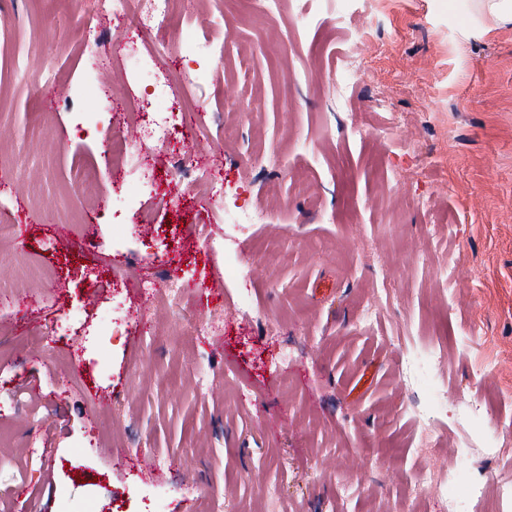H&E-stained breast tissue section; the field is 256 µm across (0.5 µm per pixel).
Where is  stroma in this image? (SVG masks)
<instances>
[{"instance_id": "stroma-1", "label": "stroma", "mask_w": 512, "mask_h": 512, "mask_svg": "<svg viewBox=\"0 0 512 512\" xmlns=\"http://www.w3.org/2000/svg\"><path fill=\"white\" fill-rule=\"evenodd\" d=\"M87 5L0 0V44L21 54L0 53V221L20 227L0 276L42 273L0 298L5 512H445L414 488L447 478L450 449L512 474L496 448L512 440V24L482 25L470 0H282L274 16L187 0L183 26L224 15V69L172 86L209 189L178 212L150 200L147 226L113 210L130 179L83 120L103 110L136 136L149 90L124 50L149 36L100 15L111 64L93 63ZM359 36L363 78L340 110ZM227 194L258 220L225 226ZM61 226L79 248L61 249ZM147 274L183 282V301L140 293ZM116 296L130 318L112 338L98 325ZM214 317L221 335L197 331ZM403 336L438 358L432 432L404 411ZM341 69L342 73L340 79L338 80V84L336 85L338 91V106H341L344 102V89L356 85L358 83V80L362 77V72L360 70V66L357 60V52L355 47H351L350 50L347 51Z\"/></svg>"}]
</instances>
